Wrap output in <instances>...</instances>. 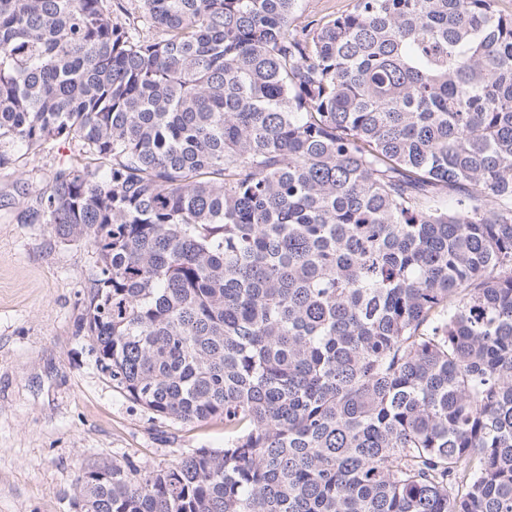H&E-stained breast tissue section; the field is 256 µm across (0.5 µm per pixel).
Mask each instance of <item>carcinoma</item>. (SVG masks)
<instances>
[{"mask_svg":"<svg viewBox=\"0 0 512 512\" xmlns=\"http://www.w3.org/2000/svg\"><path fill=\"white\" fill-rule=\"evenodd\" d=\"M0 0V167L95 254L79 331L224 425L77 512H512V16L495 0ZM352 7V0H300L295 23L303 25L329 14H340Z\"/></svg>","mask_w":512,"mask_h":512,"instance_id":"cac0c4a2","label":"carcinoma"}]
</instances>
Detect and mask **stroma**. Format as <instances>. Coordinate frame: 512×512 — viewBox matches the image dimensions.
Wrapping results in <instances>:
<instances>
[{"label":"stroma","instance_id":"35a3bbf8","mask_svg":"<svg viewBox=\"0 0 512 512\" xmlns=\"http://www.w3.org/2000/svg\"><path fill=\"white\" fill-rule=\"evenodd\" d=\"M71 151L18 146L0 169V512H75L83 469L113 459L149 473L190 449L224 445L223 425L159 417L98 371L77 330L92 249L18 221Z\"/></svg>","mask_w":512,"mask_h":512}]
</instances>
